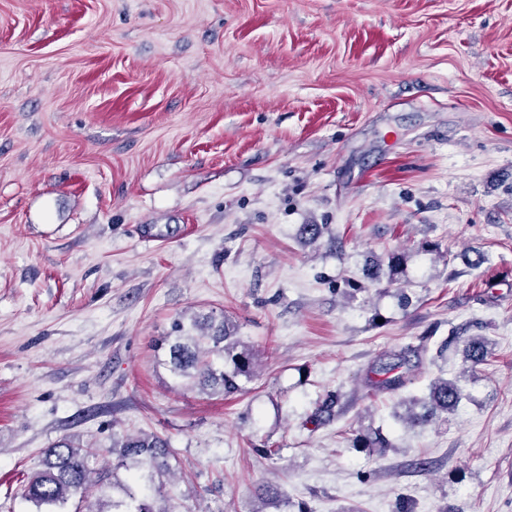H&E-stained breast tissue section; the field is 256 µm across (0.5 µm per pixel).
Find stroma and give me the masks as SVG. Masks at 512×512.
<instances>
[{
    "instance_id": "1",
    "label": "stroma",
    "mask_w": 512,
    "mask_h": 512,
    "mask_svg": "<svg viewBox=\"0 0 512 512\" xmlns=\"http://www.w3.org/2000/svg\"><path fill=\"white\" fill-rule=\"evenodd\" d=\"M391 250L407 305L345 286ZM209 312L259 355L228 398L151 348ZM472 336L492 355L457 411L397 422ZM423 339L413 384L375 391ZM369 426L392 449L350 448ZM140 433L175 450L168 512H255L263 485L512 512V0H0V512H37L58 440ZM425 341L423 339L416 347H403L379 358L370 371L377 376L371 381L372 385H375L380 391L390 393H397L404 388L419 370L422 355L427 352Z\"/></svg>"
}]
</instances>
